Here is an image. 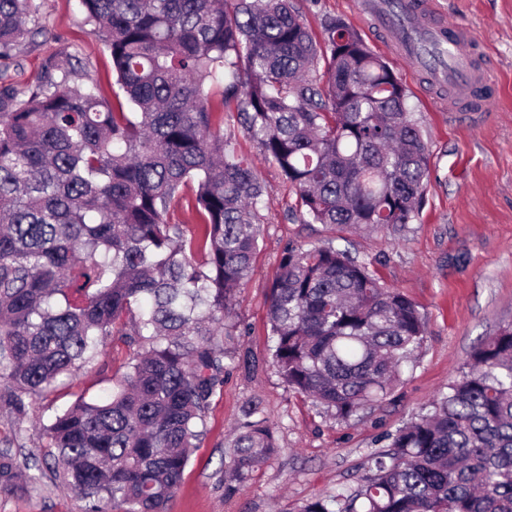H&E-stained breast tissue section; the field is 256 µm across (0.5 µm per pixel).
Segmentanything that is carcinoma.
Returning <instances> with one entry per match:
<instances>
[{
	"instance_id": "cac0c4a2",
	"label": "carcinoma",
	"mask_w": 512,
	"mask_h": 512,
	"mask_svg": "<svg viewBox=\"0 0 512 512\" xmlns=\"http://www.w3.org/2000/svg\"><path fill=\"white\" fill-rule=\"evenodd\" d=\"M79 2L125 101L63 61L32 90L0 87V384L22 413L128 337L112 390L38 436L86 512H169L224 388V330L266 220L257 162L293 187L288 219L396 235L424 204L430 147L394 68L343 19L317 40L295 0ZM30 21L31 0H0V60ZM231 103L254 158L231 149ZM268 321L288 388L342 421L386 399L427 335L412 300L330 243L283 249ZM276 452L267 421L247 423L224 448L227 490ZM38 480L0 451V493ZM298 512H512V322L368 456L357 489Z\"/></svg>"
}]
</instances>
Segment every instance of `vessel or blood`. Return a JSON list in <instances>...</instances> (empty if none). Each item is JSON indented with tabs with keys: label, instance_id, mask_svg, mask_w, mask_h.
<instances>
[{
	"label": "vessel or blood",
	"instance_id": "1",
	"mask_svg": "<svg viewBox=\"0 0 512 512\" xmlns=\"http://www.w3.org/2000/svg\"><path fill=\"white\" fill-rule=\"evenodd\" d=\"M357 18L365 26L383 31L402 59L419 63V49L436 45L448 53L450 67L435 71L433 85L448 92L449 110L483 109L481 92L488 81L473 34L439 15L433 0H403L400 13L388 10L381 0H357Z\"/></svg>",
	"mask_w": 512,
	"mask_h": 512
}]
</instances>
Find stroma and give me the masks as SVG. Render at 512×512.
<instances>
[{
	"mask_svg": "<svg viewBox=\"0 0 512 512\" xmlns=\"http://www.w3.org/2000/svg\"><path fill=\"white\" fill-rule=\"evenodd\" d=\"M352 0H297L314 37L332 18L354 21ZM38 31L22 47L6 82L32 88L58 58L79 78L113 99L118 87L102 41L91 32L78 0H34ZM440 13L473 30L490 66L492 95L480 112H451L423 72L393 55L382 37L366 43L388 58L408 93V104L430 145V183L418 218L401 234L350 231L288 221L295 201L270 163L260 164L266 221L254 269L237 294L240 327L224 339L232 364L224 391L206 414V432L194 449L170 512H297L340 486H357L370 452L387 433L416 416L447 386L474 343L512 322V0H437ZM372 263L388 286L400 289L424 313L428 334L420 358L376 406L341 421L289 390L272 363L267 310L270 286L287 244L322 243ZM133 349L110 337L102 353L55 388L27 401L24 413L0 402V450L32 456L41 468L36 487L0 493V512H85L86 502L55 481L52 461L35 435L37 425L79 395L111 389L127 369ZM258 404L275 431L278 452L254 471L246 486L224 490V447Z\"/></svg>",
	"mask_w": 512,
	"mask_h": 512,
	"instance_id": "stroma-1",
	"label": "stroma"
}]
</instances>
